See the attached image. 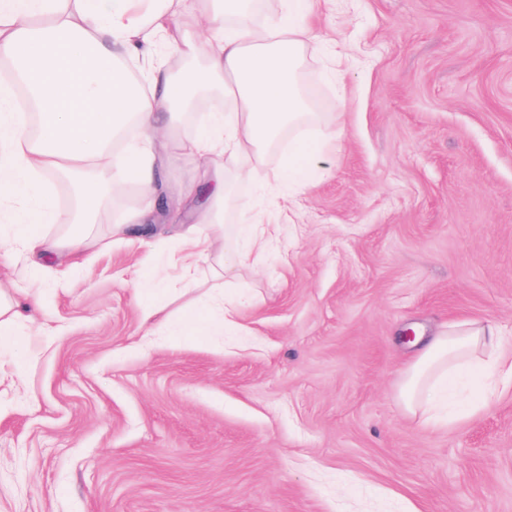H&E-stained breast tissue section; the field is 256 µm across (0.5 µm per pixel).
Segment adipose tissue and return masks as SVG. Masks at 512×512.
Here are the masks:
<instances>
[{
  "mask_svg": "<svg viewBox=\"0 0 512 512\" xmlns=\"http://www.w3.org/2000/svg\"><path fill=\"white\" fill-rule=\"evenodd\" d=\"M134 2L0 0V56L20 58L42 118L41 136H30L28 113L12 107L13 88L0 86V201H29L12 215L14 245L0 252V266L38 271L61 252L95 245L83 227L95 217L99 178L107 169L113 188L132 181L150 198L113 224V237L124 239L132 226L162 217L182 225L172 259L184 281H193L199 261H210L221 277L277 245L267 224L245 219L238 226L240 245L225 246L224 212L233 196L224 158L240 159V176L255 180L268 146L309 119L299 72L309 40L305 19L315 0H289L286 12L261 25L241 0H150L140 13ZM166 49L202 65L172 74L162 61ZM143 62L144 79L133 80ZM208 88L221 89L234 111L209 114L192 138L182 139L181 113ZM183 157L198 159L200 175L175 199L165 185L170 167ZM74 176L81 204L64 218L52 186ZM63 218L76 232L50 238L34 230ZM502 343L490 322L456 324L432 337L399 389L404 409L426 425L446 426L439 409L460 379L487 384L512 373Z\"/></svg>",
  "mask_w": 512,
  "mask_h": 512,
  "instance_id": "1",
  "label": "adipose tissue"
}]
</instances>
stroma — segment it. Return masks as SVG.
<instances>
[{
  "instance_id": "35a3bbf8",
  "label": "stroma",
  "mask_w": 512,
  "mask_h": 512,
  "mask_svg": "<svg viewBox=\"0 0 512 512\" xmlns=\"http://www.w3.org/2000/svg\"><path fill=\"white\" fill-rule=\"evenodd\" d=\"M308 24L318 169L284 186L265 154L261 193L224 159L226 243L261 209L283 227L225 280L240 334L144 322L216 285L168 267L173 224L41 271L23 378L0 385V512H512V380L446 427L398 397L408 330L490 320L512 357V0H321ZM142 202L105 196L97 234Z\"/></svg>"
}]
</instances>
